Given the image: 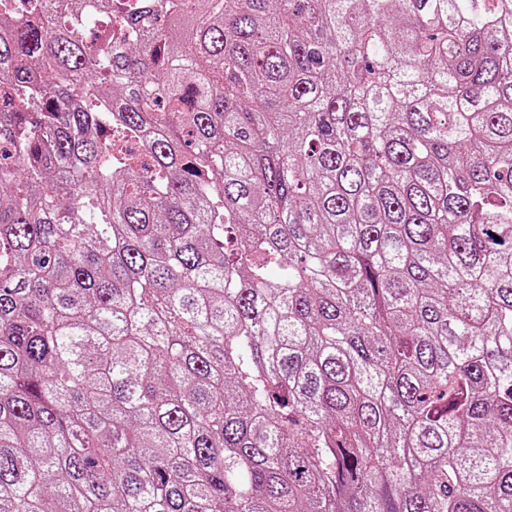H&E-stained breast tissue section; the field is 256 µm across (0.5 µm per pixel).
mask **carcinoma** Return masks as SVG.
Returning a JSON list of instances; mask_svg holds the SVG:
<instances>
[{
	"label": "carcinoma",
	"mask_w": 512,
	"mask_h": 512,
	"mask_svg": "<svg viewBox=\"0 0 512 512\" xmlns=\"http://www.w3.org/2000/svg\"><path fill=\"white\" fill-rule=\"evenodd\" d=\"M0 512H512V0H0Z\"/></svg>",
	"instance_id": "obj_1"
}]
</instances>
